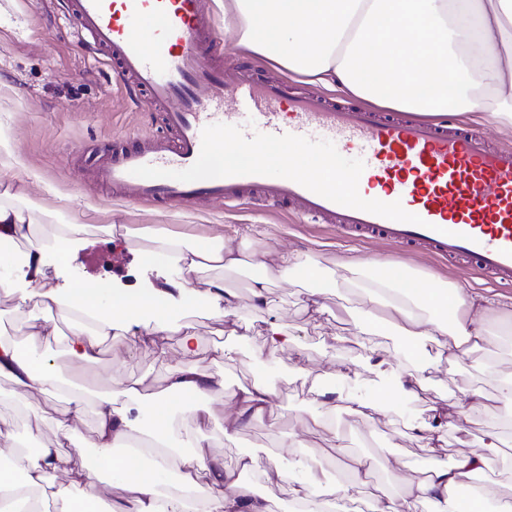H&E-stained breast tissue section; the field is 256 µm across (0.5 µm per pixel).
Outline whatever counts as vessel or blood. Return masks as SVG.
Instances as JSON below:
<instances>
[{
	"label": "vessel or blood",
	"instance_id": "vessel-or-blood-1",
	"mask_svg": "<svg viewBox=\"0 0 512 512\" xmlns=\"http://www.w3.org/2000/svg\"><path fill=\"white\" fill-rule=\"evenodd\" d=\"M66 19L163 132L128 137L96 169L114 196L194 204L261 189L341 238L380 239L512 285V148L452 116L375 112L240 71L225 93L224 43L208 0H66ZM227 141H218L220 132ZM306 163L272 181L271 150Z\"/></svg>",
	"mask_w": 512,
	"mask_h": 512
}]
</instances>
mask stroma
<instances>
[{
    "instance_id": "35a3bbf8",
    "label": "stroma",
    "mask_w": 512,
    "mask_h": 512,
    "mask_svg": "<svg viewBox=\"0 0 512 512\" xmlns=\"http://www.w3.org/2000/svg\"><path fill=\"white\" fill-rule=\"evenodd\" d=\"M64 0H0V133L12 147L9 158L16 177L11 186L0 185V201L25 197L40 204L34 214L35 232L52 235L57 222L78 221L96 226L97 232L76 240L67 263L46 253L48 286L67 290L78 281L106 279L110 288H137L150 293L163 290L176 314L185 308L177 285L183 274L164 256L147 262L139 249L141 240L113 241L124 230L149 229L192 240L223 236L227 245L243 254L295 251L307 263L333 268L335 288L325 294V312L305 306L308 282L303 272L290 279L271 277L268 305L252 308L254 269L245 265L226 271L224 284L235 295L236 310L222 316L212 311L194 314L191 321L198 336L197 364L221 374L228 390L248 385L260 376L273 381L278 396L272 418L254 421L237 433L224 432L223 421L206 426L210 450L226 465L239 455L254 452L257 465L251 470L252 485L263 490V471L278 440L299 434V455L322 481L350 484L348 473L336 466V448L371 453L377 462L369 478L376 492L390 490L394 476L423 479L439 465L451 463L462 449H480L496 436L500 453L490 456L486 468L471 477L475 487L494 490L492 504L512 500V403L504 400L493 379L482 371L486 356L500 361L501 372H512V286L500 287L479 277L459 262L435 259L418 251L399 252L382 241L348 243L335 229L317 221L299 220L288 210L266 202L263 192L234 209L223 202L176 205L159 200H114L100 184L95 169L107 151L124 146L128 136H153L163 125L161 112L133 106L112 68L95 60L80 35L64 17ZM113 233H106V226ZM355 264L390 260L411 269L426 284L441 280L488 298L484 312L492 337L485 350L473 354L461 366L430 368L424 385L398 392L392 404L373 419L364 420L337 412L325 427L312 423L318 412L313 390L323 387L347 394L374 398L389 387L388 379L370 372L353 381L343 375L374 347L378 355L403 358L407 340L397 335L368 336L362 333L357 313L361 305L359 277L350 270L334 268L336 259ZM35 307L15 310L12 297L0 292V336L11 337L19 351H26L29 325L43 323ZM282 323L292 332L297 350L275 355L262 353L269 322ZM166 354L158 356L140 342L137 331L109 337L99 346L95 363L83 366L66 356L62 342L42 350L55 370L93 392L117 390L144 378L150 392L166 386L165 362L181 358L177 335L163 341ZM234 348L232 361L220 355L223 346ZM305 358L304 370L296 368V354ZM478 389L483 410L471 413L464 432H448L436 449L423 447L409 434L427 415L429 406L444 401L449 409L467 408L463 391Z\"/></svg>"
}]
</instances>
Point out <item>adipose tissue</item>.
Masks as SVG:
<instances>
[{"mask_svg":"<svg viewBox=\"0 0 512 512\" xmlns=\"http://www.w3.org/2000/svg\"><path fill=\"white\" fill-rule=\"evenodd\" d=\"M224 14L233 21L237 49L322 87H338L375 105L424 115L487 110L497 125L512 129V0H224ZM36 208L31 200L23 205L0 203V241L28 245L27 262L19 273H12L9 255H0V268L6 271L0 277V292L15 298L18 308L32 305L60 318L68 333L60 335L57 327L48 325L30 331L26 356L14 342L1 340L0 378L13 381L24 392L66 397L67 408L53 419L65 436L75 430L89 400H96L99 411L88 447L62 451L46 444L34 455L18 452L13 423L0 419V457L14 459L25 473L23 494L51 501L54 512H88L99 504L106 512H272L284 491L306 512H347L352 500L348 487L323 484L312 476L294 479L274 460L266 473L265 491L257 492L240 481L241 474L256 465L252 453H242L235 468L229 469L204 451L201 436L192 438L190 448H182L166 407L168 398L206 399V406L195 411L204 422L214 420V407H223L224 429L233 432L272 410L275 384L261 377L228 392L222 377L194 361L192 325L158 312L151 295L133 291L89 295L76 287L62 294L47 287L41 254L52 250L67 258L70 242L92 227L64 224L53 239L36 238ZM147 241L142 250L145 258L166 256L185 272L180 293L187 307L220 303L232 310L234 295L223 279H212L203 292L192 279L203 269L235 268L246 261L223 237L198 242L152 233ZM247 261L262 272L252 289L259 306L266 302L268 275L287 279L301 269L310 280L319 281L327 273L319 265L302 264L299 254L289 251L255 253ZM382 267V262H372L362 283L361 315L367 335L391 331L431 338L437 363L454 367L489 344V333L478 319L480 298L455 287L403 288ZM135 327L143 341L155 346L162 334L180 337L182 358L167 368L165 395L149 393L143 381L136 380L119 392L92 397L38 355L62 336L68 354L87 365L96 361L103 338ZM355 369L390 375L402 387L423 382L428 367L411 355L391 361L371 352ZM143 409L153 419L147 440L160 447L158 463L148 469L140 467L138 458L116 452L137 431L133 414ZM90 447L96 457L92 469L84 464ZM173 464L180 468V482L170 490L164 488L162 478ZM485 464L484 455L463 452L451 465L431 469L422 480L398 478L399 493L370 497L368 512H483L490 491L463 501L456 490ZM55 472L70 474V481L46 485V477ZM102 472L111 478L105 490L96 487Z\"/></svg>","mask_w":512,"mask_h":512,"instance_id":"1","label":"adipose tissue"}]
</instances>
